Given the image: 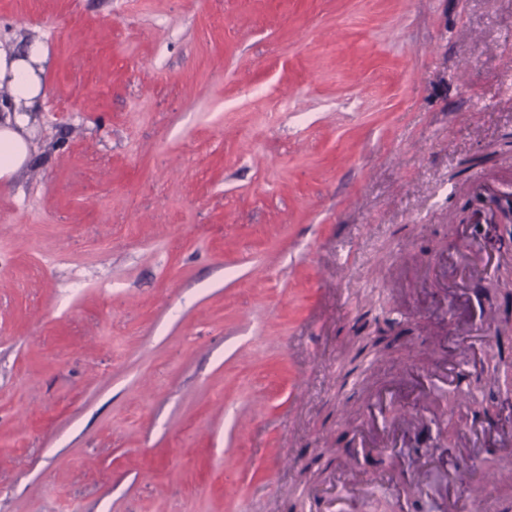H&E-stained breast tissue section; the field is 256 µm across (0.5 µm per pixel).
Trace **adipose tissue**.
Instances as JSON below:
<instances>
[{
  "label": "adipose tissue",
  "mask_w": 512,
  "mask_h": 512,
  "mask_svg": "<svg viewBox=\"0 0 512 512\" xmlns=\"http://www.w3.org/2000/svg\"><path fill=\"white\" fill-rule=\"evenodd\" d=\"M46 60V47L37 40L22 56L11 58L0 51V83H7L13 96L9 114L0 123V177L16 172L28 158V147L19 131L28 125L31 111L40 103Z\"/></svg>",
  "instance_id": "obj_1"
}]
</instances>
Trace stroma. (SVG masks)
I'll return each mask as SVG.
<instances>
[{"label":"stroma","instance_id":"1","mask_svg":"<svg viewBox=\"0 0 512 512\" xmlns=\"http://www.w3.org/2000/svg\"><path fill=\"white\" fill-rule=\"evenodd\" d=\"M32 40L0 512H307L373 424L394 446L359 457L358 512L512 469L459 456L512 416V291L461 285L512 253L469 221L477 181L512 191V0H0V44ZM479 326L488 365L461 356Z\"/></svg>","mask_w":512,"mask_h":512}]
</instances>
